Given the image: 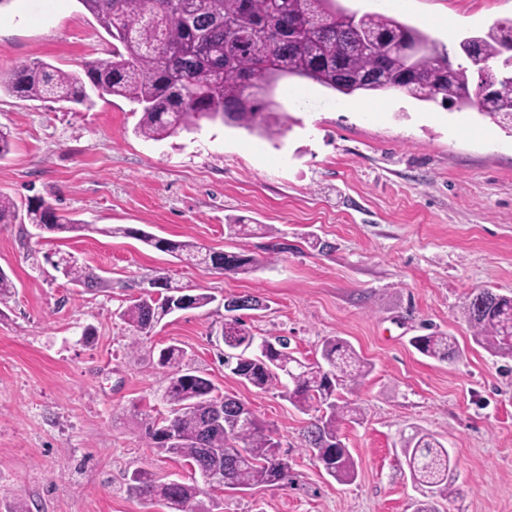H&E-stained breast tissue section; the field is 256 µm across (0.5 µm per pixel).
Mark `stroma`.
Returning a JSON list of instances; mask_svg holds the SVG:
<instances>
[{
  "label": "stroma",
  "mask_w": 512,
  "mask_h": 512,
  "mask_svg": "<svg viewBox=\"0 0 512 512\" xmlns=\"http://www.w3.org/2000/svg\"><path fill=\"white\" fill-rule=\"evenodd\" d=\"M345 6L419 27L453 54L463 38L512 19V0ZM444 13L452 32L432 22ZM112 43L79 0L0 6L3 74L33 61L77 71L110 57ZM274 100L288 116L283 136L205 121L154 141L136 134L141 115L120 97L86 107L0 93V129L13 142L0 194L22 210L44 199L97 227L60 239L27 221L0 224V269L16 285L0 302V512L21 500L32 512H159L128 493L135 470L191 482L182 461L147 448L142 425V411L167 410L157 359L171 344L274 429L290 465L280 486L216 493L212 512H414L422 495L401 439L416 429L458 464L455 493L434 501L439 512H512V359L475 345L464 314L470 293L512 296V130L399 90L349 97L295 78ZM237 221L269 231L228 235ZM117 225L246 251L261 264L238 275L187 265L103 235ZM310 234L330 251L312 250ZM275 242L287 252L269 256ZM59 251L78 256L98 288L72 285L46 262ZM157 272L214 300L168 316L129 350L118 312ZM244 294L265 304L242 314L254 336L288 337L310 361L338 336L372 364L361 385L341 391L364 410L341 428L353 481L329 476L307 451L309 414L225 370L224 299ZM435 330L456 337V360L414 348V337Z\"/></svg>",
  "instance_id": "obj_1"
}]
</instances>
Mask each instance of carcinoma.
<instances>
[{
  "label": "carcinoma",
  "mask_w": 512,
  "mask_h": 512,
  "mask_svg": "<svg viewBox=\"0 0 512 512\" xmlns=\"http://www.w3.org/2000/svg\"><path fill=\"white\" fill-rule=\"evenodd\" d=\"M104 31L117 41L109 58L85 67V74L33 62L0 73V92L24 98L84 105L86 83L104 96L126 99L141 111L136 132L161 140L200 127V120H220L272 139L284 132L282 112L275 111L272 92L257 87L261 77L275 87L283 78L309 80L344 96L398 89L419 101H437L458 111L512 123V65L501 60L512 47V20L495 22L486 31L459 43L465 63L449 52L431 51L421 29L385 14L353 12L340 0H78ZM408 42L420 51L406 56L393 49ZM499 60L488 105L479 103L471 87L478 62ZM32 223L48 233L98 232L135 238L193 265H211L225 273H249L258 260L240 252L215 251L195 241L157 237L142 229L97 228L56 214L43 199L28 204ZM18 206L0 195V224H13ZM65 275L77 285L97 283L90 269L70 255L59 257ZM152 287L120 311L127 325L129 347L170 314L199 309L214 301L205 292L190 294L168 277L148 279ZM466 317L473 342L495 357L512 358V297L493 308H480L472 294ZM413 346L422 354L448 361L459 355L456 337L444 332L418 336ZM157 364L167 369L162 400L169 416L145 424L148 447L184 460L200 480L187 484L141 469L129 491L143 503L168 512H211L203 497L215 487L207 474L220 471L222 488L274 487L288 479L290 466L274 431L239 399L221 395L213 382L186 360L181 347L159 351ZM224 367L261 389L282 388L302 412H315L306 431L308 448L327 474L351 482L357 465L339 436L345 422H357L362 408L342 401L338 390L371 372L370 363L346 340H324L320 358L310 362L290 351L288 339L275 336L255 342L239 316L224 320ZM403 454L416 458L419 486L436 497L449 498L458 479L451 455L435 437L419 431L402 441Z\"/></svg>",
  "instance_id": "carcinoma-1"
}]
</instances>
